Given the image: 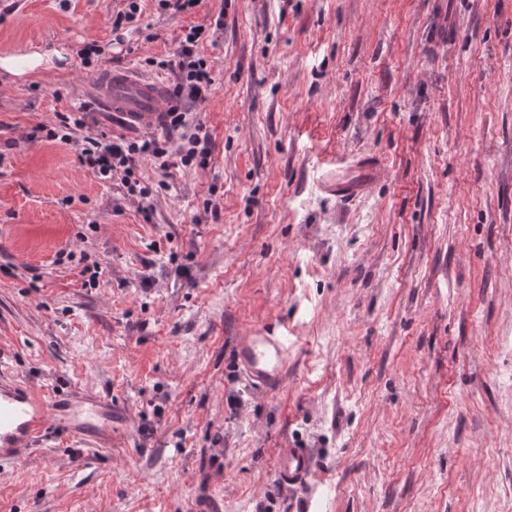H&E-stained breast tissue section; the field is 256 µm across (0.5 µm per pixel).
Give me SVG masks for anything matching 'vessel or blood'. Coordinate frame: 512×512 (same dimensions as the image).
<instances>
[{
	"label": "vessel or blood",
	"mask_w": 512,
	"mask_h": 512,
	"mask_svg": "<svg viewBox=\"0 0 512 512\" xmlns=\"http://www.w3.org/2000/svg\"><path fill=\"white\" fill-rule=\"evenodd\" d=\"M81 98L98 112L126 129L154 135L163 130L172 107L166 83L126 69H104L86 79ZM373 175L364 166L359 178L332 179L324 184L326 193L344 198L359 194ZM293 346L287 332L277 334L251 330L238 337L235 359L239 369L256 387L273 391L282 384L288 353ZM117 415L110 398L87 393L52 399L36 397L17 381H0V465L14 464L30 457L35 440L60 430L83 440L90 434L111 432ZM313 467L309 449L293 446L280 449L277 478L289 487L303 486Z\"/></svg>",
	"instance_id": "b4317fda"
}]
</instances>
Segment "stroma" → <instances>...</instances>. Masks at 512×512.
<instances>
[{"label": "stroma", "instance_id": "obj_1", "mask_svg": "<svg viewBox=\"0 0 512 512\" xmlns=\"http://www.w3.org/2000/svg\"><path fill=\"white\" fill-rule=\"evenodd\" d=\"M119 6L0 18V54L52 55L0 70V378L133 415L106 446L51 433L0 512H304L275 477L297 443L322 512H512V0H148L126 52ZM220 11L214 150L141 165L169 183L150 218L76 144L30 139L97 69L173 56ZM366 161L367 192L323 191ZM248 328L294 338L278 391L235 368ZM49 56L38 54H8L0 56V68L12 74H23L25 72H37L48 69L47 61Z\"/></svg>", "mask_w": 512, "mask_h": 512}]
</instances>
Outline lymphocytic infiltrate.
Returning a JSON list of instances; mask_svg holds the SVG:
<instances>
[{"mask_svg":"<svg viewBox=\"0 0 512 512\" xmlns=\"http://www.w3.org/2000/svg\"><path fill=\"white\" fill-rule=\"evenodd\" d=\"M209 27L223 30V13L212 16ZM206 28L193 26L184 32L174 58L151 57L146 61L148 67L171 72L173 76L171 94L176 105L167 114L165 137H85L81 131L86 126V115L80 111L59 114L58 124L45 134L49 140L79 141L81 164L100 181L118 184L124 195L139 198L141 211L147 216L153 211L157 189L140 179L141 164L149 163L166 173L178 164L187 167L196 161L207 162L213 150L209 131L199 118L189 114L190 109L200 108L207 101L213 85L207 61L199 50ZM174 135L183 142L176 156L168 148V139Z\"/></svg>","mask_w":512,"mask_h":512,"instance_id":"1","label":"lymphocytic infiltrate"}]
</instances>
